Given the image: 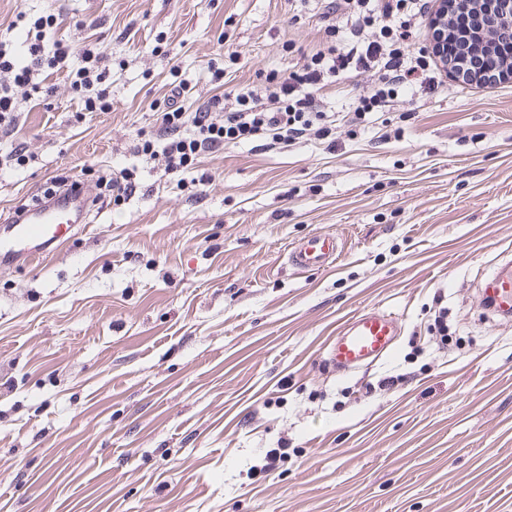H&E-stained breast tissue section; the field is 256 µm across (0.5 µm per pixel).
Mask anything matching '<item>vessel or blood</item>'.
<instances>
[{"mask_svg":"<svg viewBox=\"0 0 512 512\" xmlns=\"http://www.w3.org/2000/svg\"><path fill=\"white\" fill-rule=\"evenodd\" d=\"M80 198L71 196L25 211L12 223L11 236L0 241V263L37 261L42 252L62 246L78 233L74 215L82 214ZM340 255L337 236L318 232L295 243L288 261L306 272L331 268ZM483 293L490 307L503 316L512 315V259H506L485 282ZM401 331L398 320L385 312L368 309L343 322L327 346L331 364L341 371L374 364L392 356Z\"/></svg>","mask_w":512,"mask_h":512,"instance_id":"1","label":"vessel or blood"}]
</instances>
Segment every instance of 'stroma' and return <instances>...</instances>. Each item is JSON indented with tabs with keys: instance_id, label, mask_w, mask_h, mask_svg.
Returning a JSON list of instances; mask_svg holds the SVG:
<instances>
[{
	"instance_id": "1",
	"label": "stroma",
	"mask_w": 512,
	"mask_h": 512,
	"mask_svg": "<svg viewBox=\"0 0 512 512\" xmlns=\"http://www.w3.org/2000/svg\"><path fill=\"white\" fill-rule=\"evenodd\" d=\"M325 0H0L59 17L74 55L112 60V109L88 113L65 71L38 75L0 135V214L55 177L98 193L135 169L121 205L28 265H0V512H512V318L486 310L485 275L512 252V82L395 102L341 123L335 147L265 140L201 156L177 186L135 156L152 101L184 83L187 110L326 49ZM372 78L317 92L348 112ZM343 240L300 273L289 247ZM448 312V338L433 328ZM397 314L387 360L339 372L324 347L343 319ZM399 376L392 389L381 378ZM288 457L267 477L250 468ZM109 191L112 192V203L119 204L136 191V174L134 169L122 168L113 171L108 181ZM337 236L318 232L295 243L289 250L288 263L299 272L331 268L340 255Z\"/></svg>"
}]
</instances>
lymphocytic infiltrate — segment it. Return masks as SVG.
I'll return each instance as SVG.
<instances>
[{
	"label": "lymphocytic infiltrate",
	"instance_id": "1",
	"mask_svg": "<svg viewBox=\"0 0 512 512\" xmlns=\"http://www.w3.org/2000/svg\"><path fill=\"white\" fill-rule=\"evenodd\" d=\"M329 10L341 13V24L350 34L344 48L317 52L290 72L269 71L262 85L235 92L230 100L212 97L191 112L179 102L182 86H175L170 95L151 104L159 136L139 138L134 153L160 165L180 183L203 153L228 144L269 136L290 147L311 135L335 142L336 122L318 111L314 98L329 78L353 71L378 73L379 87L356 102L353 114L359 120L401 96L422 99L436 92L438 66L433 57L411 49L422 35L421 0H330ZM338 25L327 24L326 36L335 37ZM56 28L54 16L31 19L24 56L0 49V126L14 123L20 95L38 91L34 77L39 71L56 68L69 58L70 49L56 39ZM107 60L99 48L85 49L80 66L68 74L70 88L85 95V111L112 109Z\"/></svg>",
	"mask_w": 512,
	"mask_h": 512
}]
</instances>
